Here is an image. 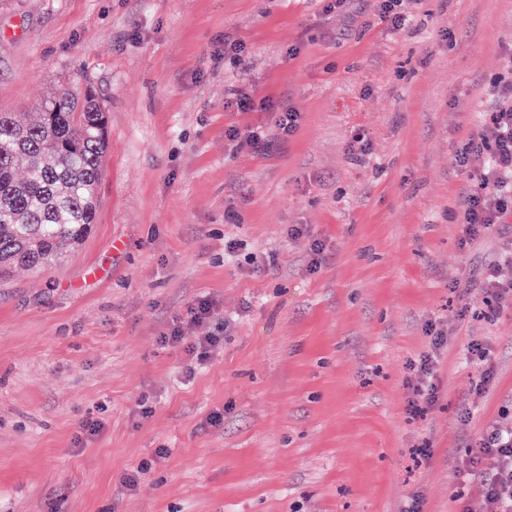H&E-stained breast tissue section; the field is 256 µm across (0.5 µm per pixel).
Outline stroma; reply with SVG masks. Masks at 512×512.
Here are the masks:
<instances>
[{
    "label": "stroma",
    "mask_w": 512,
    "mask_h": 512,
    "mask_svg": "<svg viewBox=\"0 0 512 512\" xmlns=\"http://www.w3.org/2000/svg\"><path fill=\"white\" fill-rule=\"evenodd\" d=\"M328 2L0 0V111L79 72L108 139L83 244L0 281V512L477 504L470 447L512 398V307L486 311L479 272L512 236L461 245L482 164L457 158L512 79V0H398L399 29ZM243 87L266 108L230 107ZM271 104L302 116L279 152L225 138L273 127ZM294 224L330 250L316 273ZM201 297L231 328L189 377L159 338ZM437 323V401L414 415ZM473 339L493 351L480 391ZM88 418L104 428L76 447Z\"/></svg>",
    "instance_id": "1"
}]
</instances>
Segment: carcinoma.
I'll return each instance as SVG.
<instances>
[{"label":"carcinoma","instance_id":"carcinoma-1","mask_svg":"<svg viewBox=\"0 0 512 512\" xmlns=\"http://www.w3.org/2000/svg\"><path fill=\"white\" fill-rule=\"evenodd\" d=\"M105 116L80 74L36 112H0V279L38 271L95 223Z\"/></svg>","mask_w":512,"mask_h":512}]
</instances>
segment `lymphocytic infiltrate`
Segmentation results:
<instances>
[{"label":"lymphocytic infiltrate","instance_id":"1","mask_svg":"<svg viewBox=\"0 0 512 512\" xmlns=\"http://www.w3.org/2000/svg\"><path fill=\"white\" fill-rule=\"evenodd\" d=\"M489 118L485 121L458 155L461 166H468L473 158L485 157L481 190L461 188L458 205L463 215L462 242L480 237L486 230L505 225L512 216V82L503 81L494 86L486 105ZM300 112L293 108H278L275 129L267 131L256 127L246 132L229 128L225 135L258 154L279 151L284 142L299 127ZM208 324L206 335H194L193 330ZM227 322L217 312L214 300L202 297L188 306L185 315L174 316L161 336L164 345L184 348L191 368L205 365L212 352L224 339ZM431 351L410 367L411 386L416 394L412 410L432 406L437 400L434 377V356L447 345L445 331L432 330ZM480 453L496 457L497 467L490 472L471 467L467 477L479 483L483 495L478 507H463L462 512H512V412L504 411L503 418L486 427L479 444Z\"/></svg>","mask_w":512,"mask_h":512}]
</instances>
